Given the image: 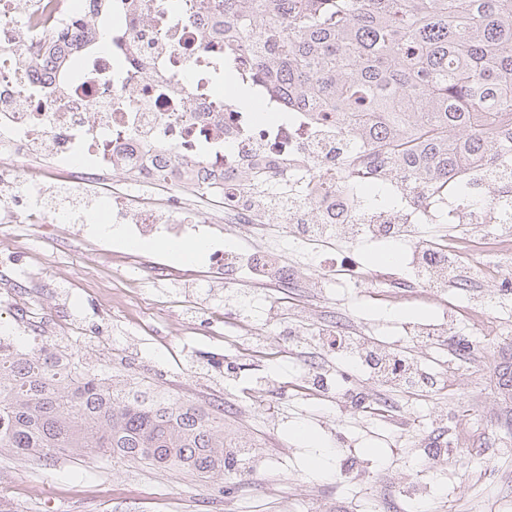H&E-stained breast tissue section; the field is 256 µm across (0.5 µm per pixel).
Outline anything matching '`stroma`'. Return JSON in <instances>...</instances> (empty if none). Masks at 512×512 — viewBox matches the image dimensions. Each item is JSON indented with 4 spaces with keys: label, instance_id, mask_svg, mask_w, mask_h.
Here are the masks:
<instances>
[{
    "label": "stroma",
    "instance_id": "1",
    "mask_svg": "<svg viewBox=\"0 0 512 512\" xmlns=\"http://www.w3.org/2000/svg\"><path fill=\"white\" fill-rule=\"evenodd\" d=\"M453 234L479 244L466 261L476 274L470 287L417 300L401 295L389 306L375 285L342 281L322 301L281 288L243 302L242 267L232 285L202 258L181 262L161 246L120 243L89 224L60 241L30 225L0 223V333L32 335L36 318L57 323L49 344L108 366L118 378L223 409L225 429L261 458L249 475L204 484L137 462L39 461L0 449V501L11 512H385L421 467L425 449L442 439L456 453L429 483L428 512H512V385L502 379L512 373V295L500 298L495 314L481 307L497 288L496 272L512 270V252L483 246L486 230L476 224L458 225ZM139 253L165 265L166 276L134 273L131 257ZM131 279L143 293L140 308H113V290ZM271 303L298 325L301 342L292 355L269 360L220 341L224 332L242 335L244 323L261 320ZM344 310L429 373L430 389L368 390L415 420L416 437L396 439L385 415L353 416L335 399L300 387L299 377L313 369L333 381L348 374L315 339L322 319ZM442 316L447 345L405 342L401 323ZM264 381L268 407L251 408ZM240 406L249 414L237 415ZM299 426L321 438L322 470L312 469V448L294 434ZM342 446L368 463L369 480L337 478Z\"/></svg>",
    "mask_w": 512,
    "mask_h": 512
}]
</instances>
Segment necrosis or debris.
I'll list each match as a JSON object with an SVG mask.
<instances>
[{
  "mask_svg": "<svg viewBox=\"0 0 512 512\" xmlns=\"http://www.w3.org/2000/svg\"><path fill=\"white\" fill-rule=\"evenodd\" d=\"M207 0L169 8L164 0H0V222L65 233L74 224L118 219L137 237L181 239L202 224H246L252 248L226 243L218 269L247 264L258 291L299 284L313 298L335 278L286 264L267 247L281 228L297 249L406 244L419 292L446 289L450 246L412 238L416 224L503 223L512 215V178L485 177L486 203L423 193L388 162L366 165L330 118L300 112L261 124L218 90ZM262 164L263 178L241 173ZM391 184L395 207L365 204L338 182ZM329 349L371 382L402 388L417 364L360 328L336 320L320 331Z\"/></svg>",
  "mask_w": 512,
  "mask_h": 512,
  "instance_id": "1",
  "label": "necrosis or debris"
}]
</instances>
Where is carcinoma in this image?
<instances>
[{"label":"carcinoma","mask_w":512,"mask_h":512,"mask_svg":"<svg viewBox=\"0 0 512 512\" xmlns=\"http://www.w3.org/2000/svg\"><path fill=\"white\" fill-rule=\"evenodd\" d=\"M288 111L427 189L470 159L512 161V0H209ZM240 447L224 420L150 386L56 367L44 342L0 343V448L147 462L199 480Z\"/></svg>","instance_id":"obj_1"}]
</instances>
